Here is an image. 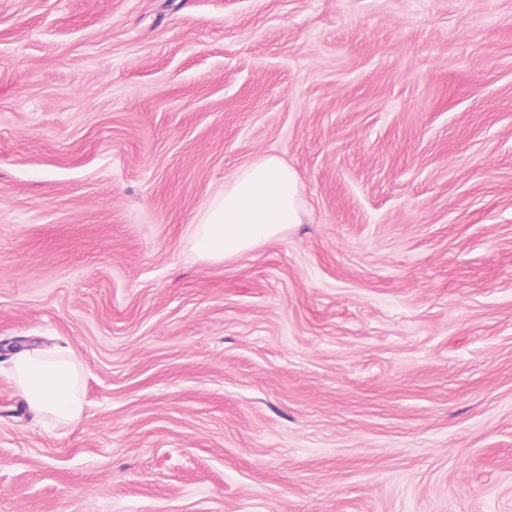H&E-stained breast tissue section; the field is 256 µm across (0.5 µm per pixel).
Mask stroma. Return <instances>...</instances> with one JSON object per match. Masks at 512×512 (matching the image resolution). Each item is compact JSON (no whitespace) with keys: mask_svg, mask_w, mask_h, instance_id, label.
<instances>
[{"mask_svg":"<svg viewBox=\"0 0 512 512\" xmlns=\"http://www.w3.org/2000/svg\"><path fill=\"white\" fill-rule=\"evenodd\" d=\"M264 155L304 224L199 260ZM0 512H512V0H0ZM8 364L15 387L32 411L64 425L80 421L85 408L82 366L73 348L27 350Z\"/></svg>","mask_w":512,"mask_h":512,"instance_id":"35a3bbf8","label":"stroma"}]
</instances>
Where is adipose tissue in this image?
Here are the masks:
<instances>
[{
    "label": "adipose tissue",
    "instance_id": "ef3b65f1",
    "mask_svg": "<svg viewBox=\"0 0 512 512\" xmlns=\"http://www.w3.org/2000/svg\"><path fill=\"white\" fill-rule=\"evenodd\" d=\"M304 217L299 172L265 155L241 166L206 201L189 237L200 259L221 262L279 237ZM9 371L32 411L64 425L80 421L85 400L73 348L21 352L10 359Z\"/></svg>",
    "mask_w": 512,
    "mask_h": 512
}]
</instances>
